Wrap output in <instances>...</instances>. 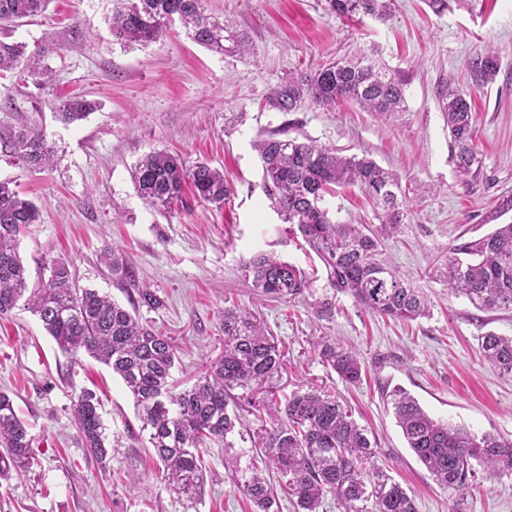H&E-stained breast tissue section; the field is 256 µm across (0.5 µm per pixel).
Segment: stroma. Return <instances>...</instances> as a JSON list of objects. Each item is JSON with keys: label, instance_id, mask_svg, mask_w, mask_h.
Masks as SVG:
<instances>
[{"label": "stroma", "instance_id": "1", "mask_svg": "<svg viewBox=\"0 0 512 512\" xmlns=\"http://www.w3.org/2000/svg\"><path fill=\"white\" fill-rule=\"evenodd\" d=\"M113 0H50L39 15L1 34L54 51L52 79L37 86L10 75V108L0 110V142L27 125L45 132L55 153L32 173L0 149V180L13 182L40 209V223L20 238L31 276L61 258L79 287L127 303L128 291L149 288L161 310L139 307L140 319L172 339L178 362L172 378L192 385L203 363L224 351V306L252 310L283 355L267 393L241 414L248 433L271 428L267 408L298 388L340 396L358 424L376 438L372 466L386 469L411 491L417 512H512V474L476 475L457 501L408 448L388 394L406 389L434 418L512 440V377L482 357V336H512V311H483L452 295L433 270L449 247L479 239L512 222V0H448L434 14L424 0H396L388 21L339 17L325 0H208L216 17L248 34L253 52L221 55L191 41L181 26L146 46H124L110 31ZM82 23L85 38L72 40ZM494 49L500 70L475 87L466 71L473 54ZM367 55L403 72L407 109L384 117L350 103L326 110L302 103L293 112L267 110L266 98L288 73L346 56ZM466 85L475 109L477 173L461 175L448 126L437 103L443 79ZM80 95L97 108L85 120L62 123L56 105ZM287 129L344 154L365 155L395 172L406 190L407 218L378 259L408 276L431 301V314L399 323L362 310L331 288L316 254L271 209L261 188L257 140ZM152 150L222 169L235 194L223 208L192 203L157 211L138 197L135 162ZM338 224H372V202L356 186L326 194ZM125 256L132 273L113 275L102 255ZM274 254L303 269L309 285L294 301L265 300L241 275L257 254ZM332 302L331 314L320 312ZM331 336L358 351V384L342 383L314 352L312 340ZM0 389L10 392L33 438L35 462L0 479V512H247L224 467L223 448L204 457L201 496L169 493L149 449L138 438L132 398L111 369L87 355L71 359L24 306L0 318ZM94 391L107 433L121 446L110 466L83 448L72 417L81 390ZM137 475L128 491L117 471Z\"/></svg>", "mask_w": 512, "mask_h": 512}]
</instances>
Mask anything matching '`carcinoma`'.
<instances>
[{
	"label": "carcinoma",
	"instance_id": "cac0c4a2",
	"mask_svg": "<svg viewBox=\"0 0 512 512\" xmlns=\"http://www.w3.org/2000/svg\"><path fill=\"white\" fill-rule=\"evenodd\" d=\"M49 0H0V26L45 10ZM112 36L124 45H146L162 38L168 26L179 23L187 37L211 51L249 52V37L207 13L205 0H115ZM394 0H326L338 16L362 14L385 20ZM26 45L0 40V76L15 73L37 85L50 81L41 65L47 47L25 52ZM475 86H486L499 72L498 54L489 50L466 64ZM404 76L375 58H342L316 70L289 73L266 99L265 107L293 112L303 102L332 108L342 99L367 112L390 115L406 108ZM438 102L455 148L456 166L469 175L479 165L472 108L466 90L443 84ZM92 102L72 96L58 106L66 123L84 119ZM4 146L30 171L50 165L52 146L36 127L22 126ZM262 189L290 231L323 262L336 291L351 296L365 311L394 321H414L430 315L420 289L379 263L383 243L393 238L404 221L405 196L398 177L374 160L348 157L313 139L268 137L258 143ZM132 182L145 204L168 209L182 199L186 184L200 203L224 206L232 196V182L224 170L207 163L186 165L166 151H151L131 171ZM333 185H357L375 202L378 224L339 226L321 207L323 194ZM40 222V210L30 199L0 180V317L20 300L36 315L45 332L65 353L83 351L106 365L124 383L137 410L146 447L159 462L161 480L169 492L189 498L204 485L203 455L213 445L234 447L241 425L234 390L251 392L278 372L282 353L273 336L246 308H224V353L205 367L188 389L172 384L177 347L153 325L140 322L129 309L90 288H80L69 265L53 259L44 263L37 284L29 285V271L17 246L20 234ZM242 276L257 295L294 300L308 287L305 273L278 258L260 254L245 261ZM439 277L455 295L477 308L512 310V223L474 241L448 249ZM130 305L152 310L165 301L148 288L136 290ZM321 361L345 384L361 381L363 366L356 351L336 339L321 336L313 342ZM485 361L512 375V336L489 332L481 337ZM394 415L408 448L441 486L462 499L469 493L477 469L494 478L512 473V441L490 433L477 435L465 427L435 419L406 390L390 394ZM99 401L88 390L73 400V416L83 445L99 463L109 464L106 427ZM276 426L259 434L258 459L240 468L243 454L224 456V467L241 474L236 487L251 512H281L285 497L294 512H320L331 498L342 512H417L407 491L381 468L369 469L374 443L351 411L331 392L299 389L276 408ZM35 459L32 438L19 417L14 399L0 390V476L24 472Z\"/></svg>",
	"mask_w": 512,
	"mask_h": 512
}]
</instances>
